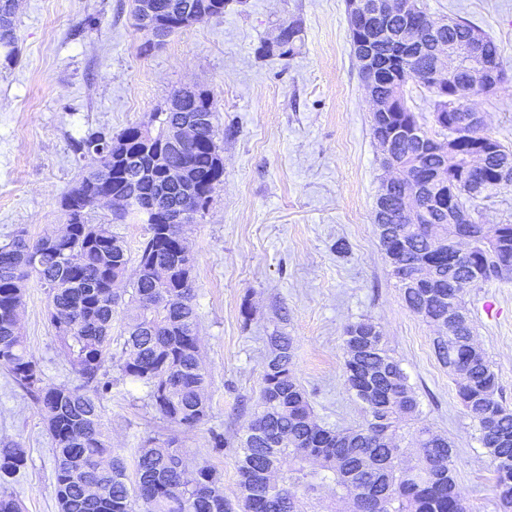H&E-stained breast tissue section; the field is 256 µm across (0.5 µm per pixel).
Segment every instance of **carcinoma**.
Instances as JSON below:
<instances>
[{
	"label": "carcinoma",
	"instance_id": "cac0c4a2",
	"mask_svg": "<svg viewBox=\"0 0 512 512\" xmlns=\"http://www.w3.org/2000/svg\"><path fill=\"white\" fill-rule=\"evenodd\" d=\"M230 0H157L161 15L156 24L174 31L167 21L173 13L204 9L218 17ZM15 0H0V47L12 54L17 41L13 23ZM444 35L467 49L475 46L495 78L493 91L505 81L496 42L472 23L449 18ZM287 40L280 57L295 54L302 41L296 20L282 25ZM374 60L398 76L402 109L399 117L422 128L407 104L406 89L413 82L430 94L436 125L452 144L448 160L424 150L417 142L397 146L407 174L423 179L444 168L447 198L459 211L467 202L487 196L501 185L497 169L512 172V150L476 160L475 136L455 121L448 92L437 86L434 71L439 60L432 46H374ZM183 106L202 113L208 121L196 143L183 154L189 176L202 193H211L224 175V158L217 143V106L209 91L198 88L183 95ZM184 119L180 112H156L153 143L138 137L143 124L125 127L115 135L93 133L76 144L87 161L79 181L62 200L65 236L59 240L24 233L0 244V368L38 406L55 456V492L70 512H306L300 489L312 496L324 490L335 500L358 504L368 493L382 502V512H469L457 490L456 448L448 438L418 427L412 433L417 462L403 464L398 421L417 414L418 401L401 365L386 349L381 331L369 320L351 323L343 341V369L347 390L360 403L365 422L356 429L336 432L318 425L307 394L298 382L291 337H268L273 358L266 363L252 417H261L259 432L246 425L235 442L239 488L235 500L224 497L221 473L207 463L189 468L173 438L149 437L138 448L134 474L115 453L104 430V392L112 387L109 374L117 370L125 383L147 388V405L161 419L181 429H193L209 415L208 373L201 363L195 288L182 287L185 272L177 267L176 239L197 223L205 208L189 204L185 223L150 224L136 263V274L121 294L110 293L131 263V253L111 224L144 217L143 206L157 199L155 179L140 181L139 204L112 212L109 224H87L84 215L94 209L92 199L103 191L122 196L129 190L121 170H112L104 155L112 143L124 142L135 166L150 167L147 149L163 148L167 131ZM412 223L393 213V235L379 239L385 259L410 272L426 262L433 267L439 294L427 300L426 288L396 282L405 306L442 333L434 337L437 360L458 377L456 396L477 424L478 440L490 458L494 490L504 512H512V409L499 396L498 375L485 352L473 341L471 319L464 314V293L480 284L512 277V224H502L495 239L463 250L436 244L448 234L447 213L437 202ZM170 271L169 287L153 280V267ZM36 279L48 301V322L60 349L81 384L48 383L40 362L31 354L20 331L24 290ZM128 296L130 313L123 342L112 348V322L120 299ZM28 449L15 440L0 441V482L5 483L27 465Z\"/></svg>",
	"mask_w": 512,
	"mask_h": 512
}]
</instances>
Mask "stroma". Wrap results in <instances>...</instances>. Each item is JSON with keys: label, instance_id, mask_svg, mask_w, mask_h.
Instances as JSON below:
<instances>
[{"label": "stroma", "instance_id": "1", "mask_svg": "<svg viewBox=\"0 0 512 512\" xmlns=\"http://www.w3.org/2000/svg\"><path fill=\"white\" fill-rule=\"evenodd\" d=\"M436 18L465 19L492 37L507 80L471 103L512 147V0H423ZM298 20L289 60L260 57L280 24ZM14 57L0 50V243L18 230L37 239L65 222L62 198L84 162L74 146L162 111L173 89L211 91L224 177L189 236L199 336L210 374L207 421L174 431L141 387L116 383L104 400L113 448L133 464L143 437L177 435L190 463L224 475L238 494L235 441L259 396L268 336L293 340L296 376L318 421H363L344 385L346 327L382 330L420 402L418 421L456 448L457 488L470 512H502L489 458L456 382L432 349L435 332L403 304L372 222L381 175L371 112L350 44L346 0H236L142 53L130 0H18ZM346 243L347 253L336 251ZM475 338L512 408V279L468 291ZM21 332L52 383L79 384L29 281ZM222 434L227 447L212 445ZM22 442L27 466L11 485L24 512H58L54 455L37 405L0 369V440Z\"/></svg>", "mask_w": 512, "mask_h": 512}]
</instances>
